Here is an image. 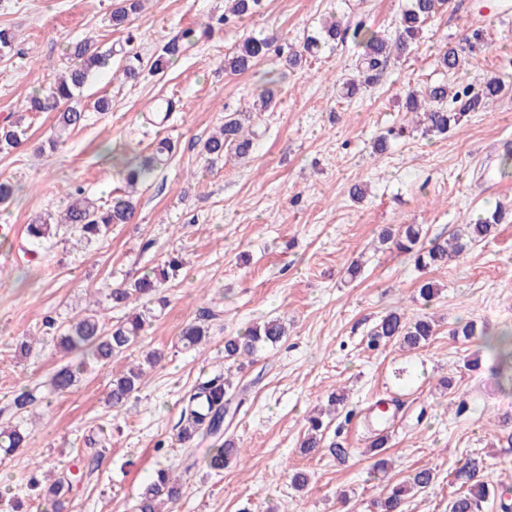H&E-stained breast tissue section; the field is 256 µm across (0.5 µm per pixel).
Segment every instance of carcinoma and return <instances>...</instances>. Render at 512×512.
I'll list each match as a JSON object with an SVG mask.
<instances>
[{
    "label": "carcinoma",
    "instance_id": "obj_1",
    "mask_svg": "<svg viewBox=\"0 0 512 512\" xmlns=\"http://www.w3.org/2000/svg\"><path fill=\"white\" fill-rule=\"evenodd\" d=\"M447 0H408L397 22L395 35L384 37L363 23L343 26L335 20L322 27L320 37H312L304 44V53L290 52L284 58L285 65L294 67L302 62L303 54L313 57L322 45L341 42L350 36L363 45V52L356 60V76L345 84L346 94L354 96L373 86L387 66L389 59L406 58L420 37L423 27L446 5ZM260 5V0H232L229 13L224 21L240 19L251 15ZM141 8V0H118L110 13V22L115 28L127 25L130 16ZM274 38L255 36L245 37L234 51L224 55L220 67L224 72L240 74L250 70L258 61L272 51ZM486 48L483 34L475 29L462 38L458 44L448 45L439 57L440 66L448 71L458 70L468 63L469 58ZM69 56L74 64L66 74L58 77L46 92H35L24 104L26 112H57L59 124L56 138H61L82 127L86 120L85 112L77 104V92L83 87L90 73L105 69L112 53L100 52L89 42L72 46ZM507 92L505 83L482 77L473 82L461 83L452 88L446 82L429 84L424 88L408 92L406 108L419 117L418 126L422 134L445 136L461 118L470 112H482L490 103ZM250 122V114L235 112L225 116L224 125L218 133L204 143L206 154L215 157L232 151L239 158L251 155L256 131L245 128ZM21 131L14 126L0 129V152L14 149L21 144ZM169 142L159 143L155 151L137 162H128L121 172L126 188L132 189L144 182L156 167L162 156L169 153ZM135 205L129 195L115 197L97 204L77 190L71 202L58 217L47 218L38 223L26 225L27 240L30 245L57 237L66 231L79 234V240L90 243L105 236L114 224H126L134 214ZM508 220V213L500 207L486 211L473 224H465L449 240L435 242L426 247L421 243L423 234L419 224H403L397 232L385 229L379 239L400 253L414 257L415 265L421 270L442 268L452 259L460 256L467 248L484 241L495 231L496 226ZM182 260L171 257L156 269L143 274L134 281L114 288L107 295L113 308H131L126 318L111 328H106L101 313H87L66 325L56 336L59 349L72 359L58 367L50 378L32 387H25L15 396L12 409L16 414L27 413L40 406L50 395H62L75 389L86 372L89 360L110 363L112 358L123 355L138 344L154 312L137 303L155 294L166 279L176 275ZM217 317V313L206 308L197 321L188 323L181 331L179 339L186 349H196L202 345L209 327L207 319ZM436 334V324L423 314L413 319L395 309L383 316L371 329L368 347L377 350L394 343L409 350L419 349ZM287 335L284 324L269 320L253 327L242 336L224 338V360L243 361L251 358L262 348L274 347ZM453 335L464 340H482L483 347L494 358L492 372L500 386L512 390V328L503 330L494 337L485 335L484 330L468 320L457 321ZM162 359V353H145L143 362L130 365L126 371L112 378L108 393V405L113 410H121L140 388L146 376L145 367H154ZM233 382L220 375L199 383L183 400L180 419L177 423V438L183 443L198 437L207 438L220 435L224 426L225 396L231 393ZM324 422L319 416L308 418L306 433L301 448L310 454L321 447ZM29 435L18 424L9 422L0 425V450L13 453L29 447ZM241 458V449L231 440L217 442L206 449L208 467L220 472L231 461ZM463 470L470 481L449 503L448 512H481L482 504L489 498L498 496L500 485L490 479H479V465L476 460L468 461ZM437 471L433 467H422L409 475L390 481L376 501L377 512H403L409 496L425 492L434 484ZM71 483L63 478L51 484L43 483V464L35 463L27 481L31 504L38 512H62L65 495ZM181 496L178 479L165 468L156 470L150 482L139 493L136 512H162L159 505L177 503Z\"/></svg>",
    "mask_w": 512,
    "mask_h": 512
}]
</instances>
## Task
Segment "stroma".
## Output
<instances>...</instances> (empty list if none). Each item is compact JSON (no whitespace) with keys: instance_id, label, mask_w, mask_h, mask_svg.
<instances>
[{"instance_id":"obj_1","label":"stroma","mask_w":512,"mask_h":512,"mask_svg":"<svg viewBox=\"0 0 512 512\" xmlns=\"http://www.w3.org/2000/svg\"><path fill=\"white\" fill-rule=\"evenodd\" d=\"M405 2L262 0L250 17L222 25L227 0H144L117 30L109 22L113 0H0V26L17 35L0 58V126L13 123L26 132L21 147L0 153V180L19 187L11 203L0 206V226L12 228L0 236V415L11 418L15 393L64 363L54 326L105 303L110 289L167 255L184 262L163 286L167 303L155 307L138 346L89 367L71 393L49 406L22 414L31 448L0 456V491L24 495L40 458L51 461L55 475L78 479L63 512H134L160 467L180 477L175 512H375L387 480L424 466L436 467L437 482L410 498L406 512H448L460 486L455 475L471 459L512 488V445L505 440L512 392L499 388L480 340L449 334L460 319L493 334L512 327V222L448 266L427 271L378 242L386 227L422 225L428 243L448 238L486 208L512 211V186L498 182L512 140V22L497 18L512 0H448L411 54L390 62L378 83L352 98L343 84L360 48L351 41L323 47L288 71L274 54L242 74L219 69L246 36H273L299 51L332 16L391 32ZM208 22L211 34L164 72L151 71L169 38ZM475 29L487 50L464 69L444 71V44ZM86 39L113 49L112 67L94 73L83 89L86 125L46 150L58 115L27 112L23 104L54 83L67 64V47ZM132 64L140 69L134 80L121 74ZM478 75L501 78L505 97L468 114L447 137L413 129L408 91ZM265 87L274 88L276 99L252 121L258 137L250 159L204 156V142L225 115L245 110ZM101 97L109 101L103 113L93 109ZM157 98L175 99L178 110L164 126L150 128L141 105ZM399 127L405 135L373 155L377 136ZM163 137L173 141L174 154L138 186L130 223L114 225L88 246L52 239L39 254L28 253L26 224L62 211L78 188L101 202L122 195V160L148 154ZM355 184L367 187L358 202L349 194ZM355 260L361 271L352 278L346 269ZM425 278L439 287L426 305L416 292ZM209 299L224 314L210 323L205 345L185 350L179 333ZM399 307L409 317L434 316L436 335L411 354L392 345L368 349L370 328ZM272 317L286 320L288 334L233 369L236 392L224 413V433L245 449L246 459L212 471L204 459L209 440L186 446L177 439L182 400L223 372L225 337ZM28 336L38 342L24 356L18 344ZM149 349L162 352L161 363L148 370L128 404L113 411L107 404L113 373ZM475 358L480 369L468 370L466 361ZM445 378L452 390L441 387ZM340 390L352 417H333L325 439L343 436L348 457L336 459L327 447L302 454L308 413ZM381 400L397 402L398 414L377 456L368 446L370 418ZM381 458L384 473L376 467ZM296 469L310 476L301 492L290 482Z\"/></svg>"}]
</instances>
